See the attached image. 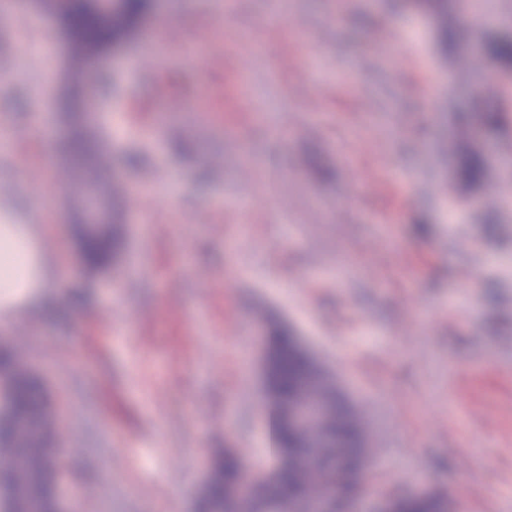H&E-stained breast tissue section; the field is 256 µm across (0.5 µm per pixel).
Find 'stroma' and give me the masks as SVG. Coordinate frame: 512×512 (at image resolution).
Segmentation results:
<instances>
[{"label": "stroma", "instance_id": "1", "mask_svg": "<svg viewBox=\"0 0 512 512\" xmlns=\"http://www.w3.org/2000/svg\"><path fill=\"white\" fill-rule=\"evenodd\" d=\"M166 46L103 58L90 95L123 244L88 272L83 200L55 191L70 84L52 16L0 9V225L32 224L66 288L0 308L44 381L74 512H191L210 461L265 454L264 338L286 326L363 413L365 493L512 512V67L468 62L512 0H156ZM498 113L491 127L484 115ZM484 159L459 191L461 156Z\"/></svg>", "mask_w": 512, "mask_h": 512}]
</instances>
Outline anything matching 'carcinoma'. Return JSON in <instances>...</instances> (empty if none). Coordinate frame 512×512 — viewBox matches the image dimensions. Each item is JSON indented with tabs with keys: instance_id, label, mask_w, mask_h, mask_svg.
I'll return each mask as SVG.
<instances>
[{
	"instance_id": "obj_1",
	"label": "carcinoma",
	"mask_w": 512,
	"mask_h": 512,
	"mask_svg": "<svg viewBox=\"0 0 512 512\" xmlns=\"http://www.w3.org/2000/svg\"><path fill=\"white\" fill-rule=\"evenodd\" d=\"M103 0H40V8L63 21V30L77 47L82 65L79 75L96 74L101 51L119 44L140 28L152 13L155 0H112L105 8ZM485 56L507 67L512 65V36L505 35L486 46ZM68 160L74 174L83 178L88 194L100 191V156L87 132L77 126L69 140ZM485 168L480 154L465 157L458 183L469 190L480 185ZM121 247L120 233L108 230L87 237L82 256L90 270L109 263L112 253ZM334 386L311 360L296 349L290 331H273L267 342V388L264 417L270 431L278 464L273 472L263 470L257 478L256 502L239 505L230 499L240 476V458L227 450L219 458L210 482L201 490L200 512H285L287 504L305 496L308 487L302 478L310 459L322 472L320 491L329 490L345 500L353 497L357 474L361 470V449L354 447L363 421L337 411L336 418L324 423L308 436L287 432L288 402L301 399L329 400ZM7 403L11 431L17 433L8 447L0 446V483L9 486L13 477L26 483L24 512H53L46 486L50 471H61L60 452L55 437V419L42 382L15 368L14 353L0 346V402ZM438 492L425 498L408 497L399 501V512H435Z\"/></svg>"
}]
</instances>
